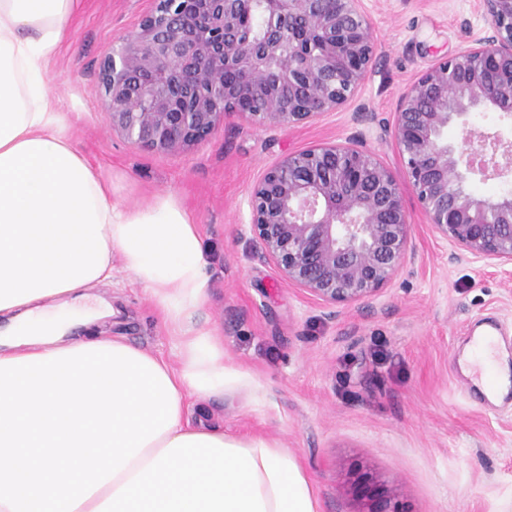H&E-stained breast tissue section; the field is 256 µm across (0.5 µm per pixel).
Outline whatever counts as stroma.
<instances>
[{
  "mask_svg": "<svg viewBox=\"0 0 512 512\" xmlns=\"http://www.w3.org/2000/svg\"><path fill=\"white\" fill-rule=\"evenodd\" d=\"M152 0H77L49 62V87L72 142L134 209L173 196L203 240L207 302L224 360L252 389L209 403L205 420L293 453L314 483L320 512H357L364 486L395 490L401 512H506L512 505V393L484 403L467 392L459 358L485 318L512 355V273L450 260V245L403 186L417 253L376 299L337 309L259 261L248 194L287 153L356 143L393 172L401 158L394 112L405 89L441 58L485 36L481 0H364L376 39L368 79L349 104L317 122L256 129L227 122L209 141L175 153L141 151L113 135L99 70L113 43L134 31ZM110 285L90 297L112 304L96 333L123 337L176 360L162 318L113 255Z\"/></svg>",
  "mask_w": 512,
  "mask_h": 512,
  "instance_id": "35a3bbf8",
  "label": "stroma"
}]
</instances>
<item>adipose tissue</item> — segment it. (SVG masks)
<instances>
[{
	"instance_id": "obj_1",
	"label": "adipose tissue",
	"mask_w": 512,
	"mask_h": 512,
	"mask_svg": "<svg viewBox=\"0 0 512 512\" xmlns=\"http://www.w3.org/2000/svg\"><path fill=\"white\" fill-rule=\"evenodd\" d=\"M76 0H0V360L122 338L76 326L111 315L87 306V288L112 281V255L150 295L175 340L177 363L151 355L175 389L176 422L75 512H319L311 480L277 442L194 424L189 398L221 399L251 386L224 361L215 328L198 313L206 292L202 238L170 196L131 210L76 151L47 68L65 38ZM480 383L512 384L497 346L467 351Z\"/></svg>"
}]
</instances>
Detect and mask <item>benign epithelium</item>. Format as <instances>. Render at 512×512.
Here are the masks:
<instances>
[{"label":"benign epithelium","instance_id":"benign-epithelium-1","mask_svg":"<svg viewBox=\"0 0 512 512\" xmlns=\"http://www.w3.org/2000/svg\"><path fill=\"white\" fill-rule=\"evenodd\" d=\"M490 31L406 88L394 119L403 173L432 229L456 252L512 266V191L478 195L469 175L512 180V141L469 125L472 112L512 120V0H482ZM304 19L312 53L294 40ZM375 38L363 0H153L138 28L102 62L112 132L142 150L178 153L236 119L253 128L305 125L352 101L370 73ZM234 67L243 80L224 83ZM255 104L251 112L239 102ZM462 140L444 139L451 124ZM260 260L332 307L378 296L416 250L394 173L353 143L288 153L250 192ZM359 512H398L386 492Z\"/></svg>","mask_w":512,"mask_h":512}]
</instances>
